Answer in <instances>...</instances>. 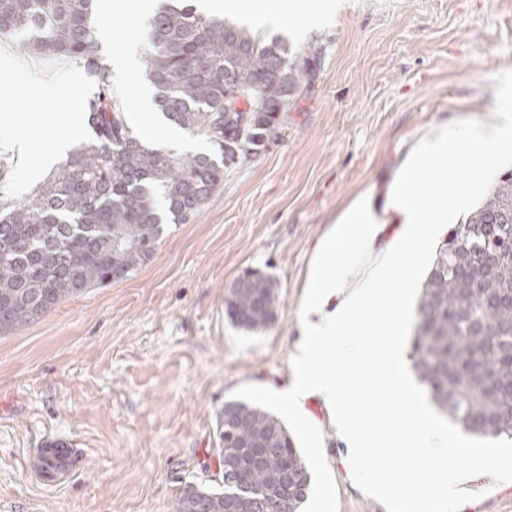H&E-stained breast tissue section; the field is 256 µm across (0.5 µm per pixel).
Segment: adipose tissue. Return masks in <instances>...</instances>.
I'll list each match as a JSON object with an SVG mask.
<instances>
[{
	"label": "adipose tissue",
	"mask_w": 512,
	"mask_h": 512,
	"mask_svg": "<svg viewBox=\"0 0 512 512\" xmlns=\"http://www.w3.org/2000/svg\"><path fill=\"white\" fill-rule=\"evenodd\" d=\"M207 9L255 29L279 26L296 13L312 29L323 23L332 6L329 0H271L257 16L244 0H209ZM511 155L512 95L505 93L487 133L464 143L444 132L422 138L384 208L374 207L367 194L353 202L317 245L307 278L297 367L284 392L288 407L298 414L307 399L322 400L331 421L342 428L351 472L362 477L372 494L393 502L400 501L404 489H415L423 512H448L469 473L449 466V459L465 449L466 438H449L434 419L397 339L406 319L404 288L412 277L406 260L411 250L425 248L434 226L447 223L464 198L449 194L447 172H440L424 191L415 176L450 157L486 177ZM391 212L400 216L401 228L386 242L382 233ZM395 279L400 282L396 288L391 285ZM355 321L368 329L381 327L386 342L366 352L348 329ZM360 382L387 394L386 418H379L372 406L357 409L348 403V388ZM386 443L401 447V460L388 468L369 467V459ZM420 472L429 476L422 489L414 483Z\"/></svg>",
	"instance_id": "adipose-tissue-1"
}]
</instances>
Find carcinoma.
I'll return each instance as SVG.
<instances>
[{
	"label": "carcinoma",
	"instance_id": "1",
	"mask_svg": "<svg viewBox=\"0 0 512 512\" xmlns=\"http://www.w3.org/2000/svg\"><path fill=\"white\" fill-rule=\"evenodd\" d=\"M97 0H0V32L40 55L84 62L98 91L81 120L91 137L34 195L0 201V334L60 303L125 279L148 262L168 224H186L224 183V153L246 159L267 140L314 69L275 37L264 41L189 0H167L148 21L147 73L169 123L216 147L179 155L133 135L99 54ZM500 260L486 286L466 273ZM224 298L231 323L260 330L276 318L274 280L256 270ZM414 366L438 408L463 430L512 440V170L453 225L423 283ZM224 490L193 486L175 512H301L311 487L288 429L265 409L231 401L217 419ZM250 440L264 448L255 459Z\"/></svg>",
	"mask_w": 512,
	"mask_h": 512
}]
</instances>
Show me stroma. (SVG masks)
Listing matches in <instances>:
<instances>
[{"instance_id": "1", "label": "stroma", "mask_w": 512, "mask_h": 512, "mask_svg": "<svg viewBox=\"0 0 512 512\" xmlns=\"http://www.w3.org/2000/svg\"><path fill=\"white\" fill-rule=\"evenodd\" d=\"M99 9L101 54L138 29L139 0ZM335 13L289 42L315 70L282 136L224 171L185 224L167 225L153 257L126 279L57 305L0 335V512H175L190 485L216 487V421L228 401L278 417L331 512H390L342 463L325 410L295 418L271 392L289 384L297 321L316 244L362 192L385 205L396 173L430 130L464 134L512 84V0H336ZM27 61L14 71L8 58ZM96 87L82 62L30 54L0 34V195L19 199L87 140L72 102ZM271 275L280 306L260 332L234 327L224 298L244 270ZM72 448L53 479L31 449ZM451 512H512V483L485 473Z\"/></svg>"}]
</instances>
